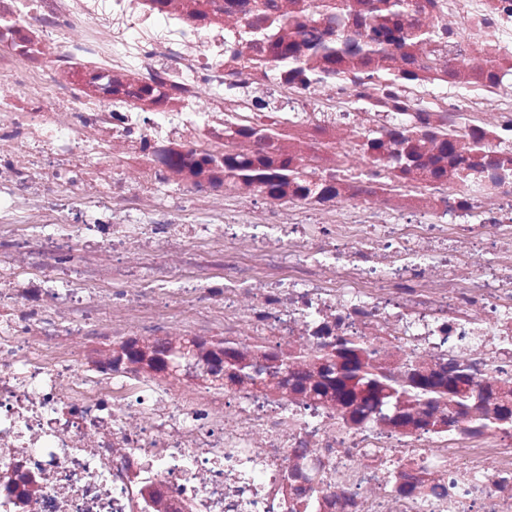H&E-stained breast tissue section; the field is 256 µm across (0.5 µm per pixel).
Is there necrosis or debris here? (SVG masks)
<instances>
[{"label": "necrosis or debris", "instance_id": "1", "mask_svg": "<svg viewBox=\"0 0 512 512\" xmlns=\"http://www.w3.org/2000/svg\"><path fill=\"white\" fill-rule=\"evenodd\" d=\"M388 2L0 0V512H512V0ZM365 348L360 343H349L347 354L349 357H354L357 360V366L354 372L349 375L351 380H355L357 384L368 385L370 387L380 388L387 390L390 396L405 397V396H429L440 398L444 396L443 392L435 390L424 389L423 391L401 387L393 383L385 375L369 371L363 368L360 364V355L364 352Z\"/></svg>", "mask_w": 512, "mask_h": 512}]
</instances>
